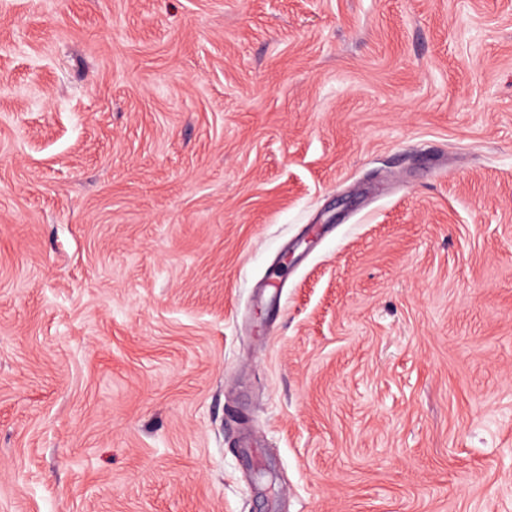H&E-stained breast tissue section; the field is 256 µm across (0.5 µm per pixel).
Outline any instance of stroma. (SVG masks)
<instances>
[{
    "mask_svg": "<svg viewBox=\"0 0 512 512\" xmlns=\"http://www.w3.org/2000/svg\"><path fill=\"white\" fill-rule=\"evenodd\" d=\"M0 512H512V0H0Z\"/></svg>",
    "mask_w": 512,
    "mask_h": 512,
    "instance_id": "35a3bbf8",
    "label": "stroma"
}]
</instances>
